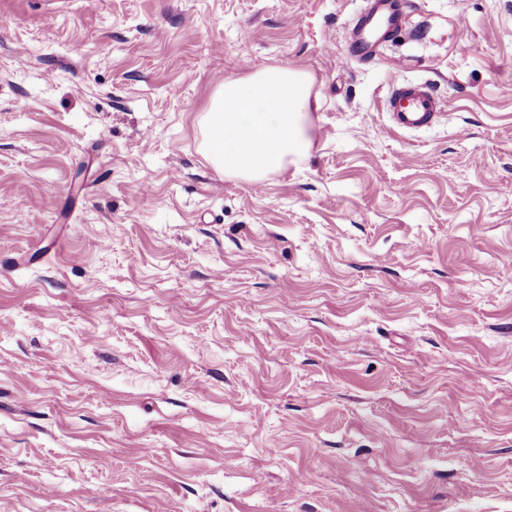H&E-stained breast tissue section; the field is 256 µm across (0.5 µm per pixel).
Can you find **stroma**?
Returning <instances> with one entry per match:
<instances>
[{
    "label": "stroma",
    "instance_id": "1",
    "mask_svg": "<svg viewBox=\"0 0 512 512\" xmlns=\"http://www.w3.org/2000/svg\"><path fill=\"white\" fill-rule=\"evenodd\" d=\"M364 6L0 0V512H512V0ZM268 67L257 189L202 116ZM401 16L396 0H366V7L354 23L347 40L349 57L359 58L372 54L400 27ZM311 100L305 73L270 67L246 78L224 79L202 117L204 149L213 166L252 183L281 170L310 149ZM260 150L252 152L250 146ZM441 99L427 85L394 84L390 89L387 107L392 124L400 130L429 127L444 115Z\"/></svg>",
    "mask_w": 512,
    "mask_h": 512
}]
</instances>
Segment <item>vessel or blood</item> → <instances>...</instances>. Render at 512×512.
<instances>
[{
    "label": "vessel or blood",
    "instance_id": "b4317fda",
    "mask_svg": "<svg viewBox=\"0 0 512 512\" xmlns=\"http://www.w3.org/2000/svg\"><path fill=\"white\" fill-rule=\"evenodd\" d=\"M400 20L396 0H366L347 42L348 56L373 53L399 29ZM387 107L393 126L404 131L431 126L443 115L440 97L427 85H393Z\"/></svg>",
    "mask_w": 512,
    "mask_h": 512
}]
</instances>
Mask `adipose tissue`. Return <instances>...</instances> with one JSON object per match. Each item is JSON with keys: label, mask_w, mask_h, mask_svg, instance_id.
<instances>
[{"label": "adipose tissue", "mask_w": 512, "mask_h": 512, "mask_svg": "<svg viewBox=\"0 0 512 512\" xmlns=\"http://www.w3.org/2000/svg\"><path fill=\"white\" fill-rule=\"evenodd\" d=\"M312 108L305 73L270 67L225 79L202 118L206 155L224 174L259 183L309 151Z\"/></svg>", "instance_id": "adipose-tissue-1"}]
</instances>
